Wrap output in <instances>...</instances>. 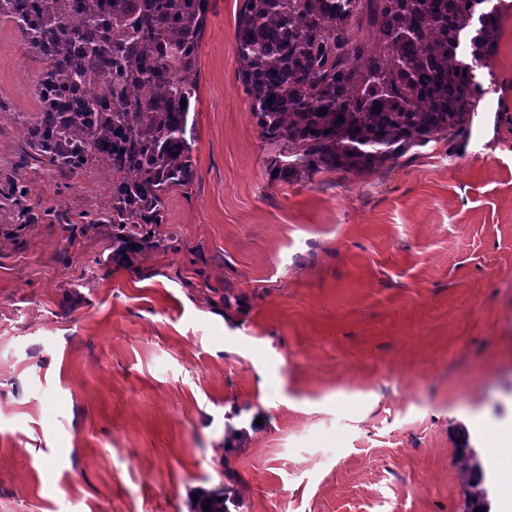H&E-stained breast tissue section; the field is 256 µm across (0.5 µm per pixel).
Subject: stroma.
Returning a JSON list of instances; mask_svg holds the SVG:
<instances>
[{
  "label": "stroma",
  "instance_id": "obj_1",
  "mask_svg": "<svg viewBox=\"0 0 512 512\" xmlns=\"http://www.w3.org/2000/svg\"><path fill=\"white\" fill-rule=\"evenodd\" d=\"M241 4L208 0L197 177L134 268L90 225L104 171L24 157L43 65L0 20V512H193L226 486L239 512H463L464 433L503 512L512 0L468 134L290 184L238 78Z\"/></svg>",
  "mask_w": 512,
  "mask_h": 512
}]
</instances>
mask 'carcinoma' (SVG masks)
<instances>
[{
  "label": "carcinoma",
  "instance_id": "obj_1",
  "mask_svg": "<svg viewBox=\"0 0 512 512\" xmlns=\"http://www.w3.org/2000/svg\"><path fill=\"white\" fill-rule=\"evenodd\" d=\"M206 0H0L45 67L25 153L61 175L98 166L112 181V261L161 245L166 195L197 171L187 139ZM500 0H243L239 79L267 172L281 182L374 170L438 135L465 134L484 94ZM467 506L487 498L477 451L458 449ZM230 512L232 489L194 512Z\"/></svg>",
  "mask_w": 512,
  "mask_h": 512
}]
</instances>
